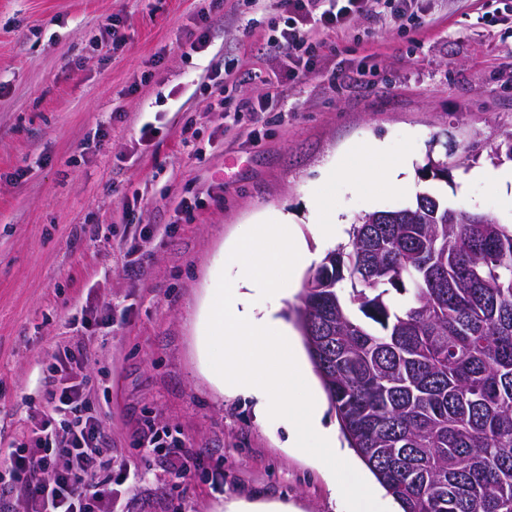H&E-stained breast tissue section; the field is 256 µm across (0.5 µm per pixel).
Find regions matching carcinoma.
<instances>
[{
  "mask_svg": "<svg viewBox=\"0 0 512 512\" xmlns=\"http://www.w3.org/2000/svg\"><path fill=\"white\" fill-rule=\"evenodd\" d=\"M438 202L361 216L292 316L401 512H512V225Z\"/></svg>",
  "mask_w": 512,
  "mask_h": 512,
  "instance_id": "1",
  "label": "carcinoma"
}]
</instances>
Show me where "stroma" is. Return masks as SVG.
I'll return each mask as SVG.
<instances>
[{"label":"stroma","mask_w":512,"mask_h":512,"mask_svg":"<svg viewBox=\"0 0 512 512\" xmlns=\"http://www.w3.org/2000/svg\"><path fill=\"white\" fill-rule=\"evenodd\" d=\"M412 11L385 5L322 34L315 71L295 78L268 43L281 0H0V448L40 420L52 354L83 342L91 400L124 461L114 512L239 499L342 512L334 479L258 417L255 397L211 383L202 314L252 225L285 216L311 251L333 250L310 220L325 199L348 225L423 191L512 224L498 193L464 179L512 168L491 157L512 133V0ZM204 14L211 44L196 53L185 42ZM111 17L113 43L100 34ZM250 99L267 111L228 123L225 107ZM370 141L385 146L375 167L409 159L411 189L351 177ZM145 427L191 454L137 446Z\"/></svg>","instance_id":"35a3bbf8"}]
</instances>
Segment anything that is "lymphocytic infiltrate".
Instances as JSON below:
<instances>
[{
    "label": "lymphocytic infiltrate",
    "mask_w": 512,
    "mask_h": 512,
    "mask_svg": "<svg viewBox=\"0 0 512 512\" xmlns=\"http://www.w3.org/2000/svg\"><path fill=\"white\" fill-rule=\"evenodd\" d=\"M381 2L286 0L283 27L272 43L289 75L313 71L321 34L348 29ZM88 357L83 345L53 355L42 418L25 442L0 454V469L12 480L10 490L28 512H112V451L81 378Z\"/></svg>",
    "instance_id": "lymphocytic-infiltrate-1"
}]
</instances>
